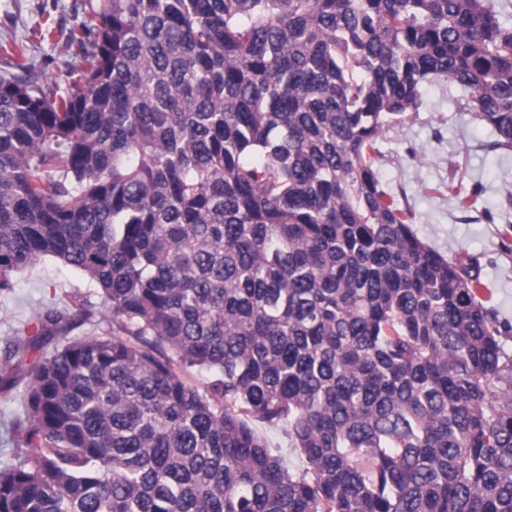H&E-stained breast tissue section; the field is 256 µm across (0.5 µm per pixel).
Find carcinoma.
<instances>
[{
	"mask_svg": "<svg viewBox=\"0 0 512 512\" xmlns=\"http://www.w3.org/2000/svg\"><path fill=\"white\" fill-rule=\"evenodd\" d=\"M81 11L64 82L22 49L0 74V295L52 259L109 331L28 372L0 512H512V323L375 171L434 79L512 150L494 0ZM96 318L50 299L0 386L40 337Z\"/></svg>",
	"mask_w": 512,
	"mask_h": 512,
	"instance_id": "1",
	"label": "carcinoma"
}]
</instances>
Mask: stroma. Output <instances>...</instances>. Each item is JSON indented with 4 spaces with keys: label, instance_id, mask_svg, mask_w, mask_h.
<instances>
[{
    "label": "stroma",
    "instance_id": "1",
    "mask_svg": "<svg viewBox=\"0 0 512 512\" xmlns=\"http://www.w3.org/2000/svg\"><path fill=\"white\" fill-rule=\"evenodd\" d=\"M75 2L0 0V71L8 67V49L21 45L46 78L62 80L57 61L68 30L80 19ZM46 18L56 26L52 42L30 40V27ZM462 96L442 80L423 85L417 112L379 140L377 178L399 205L409 208L421 241L448 259L478 261L498 317L512 321V236L505 233L512 224V151L490 149L491 128L458 109ZM476 187L481 193L474 207L461 211L456 192ZM78 284L69 268L50 259L19 273L13 292L0 297V351L49 296L73 292Z\"/></svg>",
    "mask_w": 512,
    "mask_h": 512
}]
</instances>
